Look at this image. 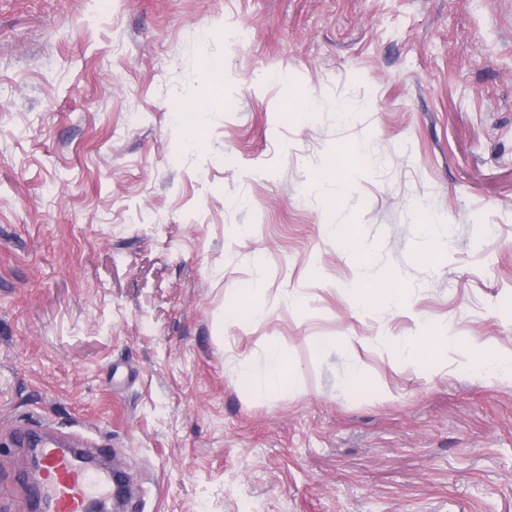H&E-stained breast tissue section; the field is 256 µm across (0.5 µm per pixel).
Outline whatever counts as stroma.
Returning <instances> with one entry per match:
<instances>
[{
  "mask_svg": "<svg viewBox=\"0 0 512 512\" xmlns=\"http://www.w3.org/2000/svg\"><path fill=\"white\" fill-rule=\"evenodd\" d=\"M477 345L512 353V0H0V512L36 435L126 512H512ZM265 314L264 304L258 289H255L252 295L249 297L247 301H245L241 306L236 308L231 314L230 317L233 319H250L257 320L261 319ZM293 385L291 363L283 352L272 349L268 355L263 384L255 389L258 396L270 390L287 391Z\"/></svg>",
  "mask_w": 512,
  "mask_h": 512,
  "instance_id": "35a3bbf8",
  "label": "stroma"
}]
</instances>
